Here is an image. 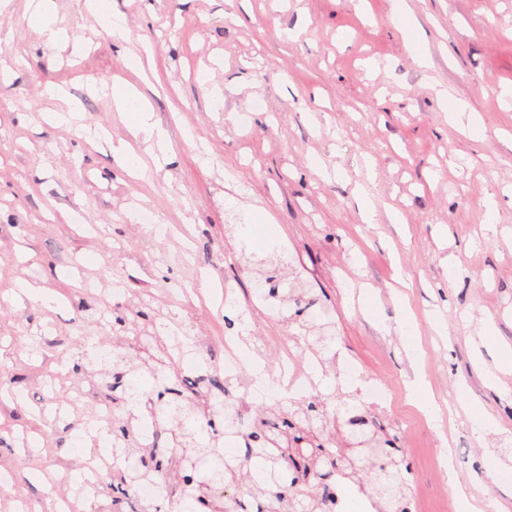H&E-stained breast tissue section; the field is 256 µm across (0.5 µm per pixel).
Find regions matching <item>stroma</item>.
Masks as SVG:
<instances>
[{"label":"stroma","instance_id":"1","mask_svg":"<svg viewBox=\"0 0 512 512\" xmlns=\"http://www.w3.org/2000/svg\"><path fill=\"white\" fill-rule=\"evenodd\" d=\"M54 3L66 45L30 26L29 0H0V61L14 69L0 81V470L12 473L0 512H19L22 494L42 503L34 471L91 512L110 503L111 479L80 490L86 460L67 447L112 395V366L89 364L91 348L125 356L152 391L141 337H191L186 358L215 373L239 334L225 321L241 315L271 365L301 355L309 324H330L323 395L347 361L387 385L370 417L412 468L416 512H458L454 479L512 512L478 466L488 455L512 469V375L503 393L482 381L503 358L483 327L512 344V0H405L400 12L392 0H112L121 42L84 0ZM116 85L145 99L165 158L117 111ZM453 105L478 132L449 125ZM70 108L80 125L44 118ZM122 143L141 171L120 167ZM137 207L170 234L131 221ZM267 273L284 296L303 286L306 311L260 301ZM24 280L51 304L15 301ZM220 286L231 310L212 303ZM418 372L440 422L407 398ZM58 405L70 427L34 424ZM473 411L495 423L485 437Z\"/></svg>","mask_w":512,"mask_h":512}]
</instances>
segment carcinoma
Masks as SVG:
<instances>
[{
  "instance_id": "carcinoma-1",
  "label": "carcinoma",
  "mask_w": 512,
  "mask_h": 512,
  "mask_svg": "<svg viewBox=\"0 0 512 512\" xmlns=\"http://www.w3.org/2000/svg\"><path fill=\"white\" fill-rule=\"evenodd\" d=\"M122 364L123 357L113 358L112 392H120V399L126 402H136L139 386L126 378ZM156 397L166 404L168 419L178 422L184 430L195 425L197 403L188 401L177 387L164 384ZM351 399L353 396L348 393L340 394L331 415L327 412L328 398L321 395L303 400L296 410V415L307 421L319 417L336 423L338 428L348 427L354 439L350 448L325 447L292 418L279 424L259 419L250 423L245 432H234L228 424L221 432L216 422L209 420L213 436L222 433L244 442L243 459L235 466L224 462L223 449L215 445L199 448L196 460L183 463L171 451L142 447L140 439L122 425L112 430V435L115 444L123 445L122 452L131 463L112 471V512H124L127 491L152 479L159 482L165 499L182 488L195 489L198 495L194 500L210 512H243V501L248 498L255 501L258 512H294L301 473L316 480L307 512H330V505L342 494L344 484L361 473L371 475L360 491L375 495L378 512H406L410 469L404 458L381 447L370 430L372 421ZM245 467L253 471L255 478L242 486L240 476Z\"/></svg>"
}]
</instances>
